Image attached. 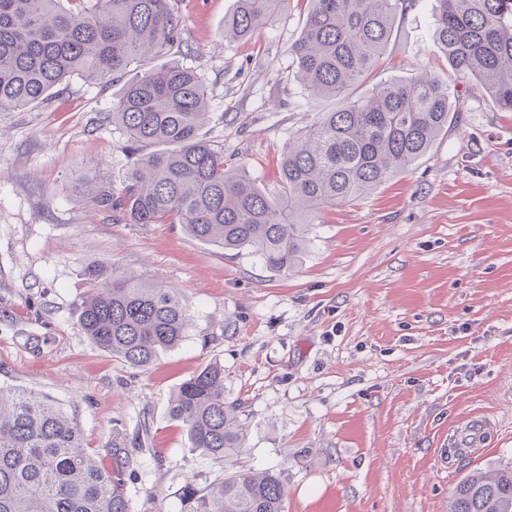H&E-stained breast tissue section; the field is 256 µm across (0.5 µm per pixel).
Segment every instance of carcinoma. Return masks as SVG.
I'll list each match as a JSON object with an SVG mask.
<instances>
[{
  "mask_svg": "<svg viewBox=\"0 0 512 512\" xmlns=\"http://www.w3.org/2000/svg\"><path fill=\"white\" fill-rule=\"evenodd\" d=\"M287 2L237 0L225 28L249 38ZM307 2L289 66L308 94L343 104L288 143L276 194L200 135L206 89L195 70L176 63L141 72L112 103L108 119L139 158L119 194L94 190L89 200L133 224H180L204 243L246 250L286 273L314 214L412 168L459 118L448 85L423 74L349 94L376 69L397 17L416 0ZM180 23L177 0H0V110L36 103L71 76L111 80L166 54ZM433 35L450 74L476 79L497 108L512 112V0H437ZM154 145L169 149L143 152ZM84 276L90 288L77 324L112 356L147 367L186 336L190 319L174 289L116 268L88 266ZM243 409L224 401V366L215 362L179 385L169 416L186 428L190 448L225 462L244 447ZM131 462L128 449L115 447L112 471L103 469L62 403L0 386V512H129ZM181 501L182 512H284L285 489L272 470L239 469L207 489L186 485ZM451 512H512V464L464 476Z\"/></svg>",
  "mask_w": 512,
  "mask_h": 512,
  "instance_id": "carcinoma-1",
  "label": "carcinoma"
}]
</instances>
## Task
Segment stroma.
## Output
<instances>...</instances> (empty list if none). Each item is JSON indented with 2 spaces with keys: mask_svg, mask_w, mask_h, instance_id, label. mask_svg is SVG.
I'll return each instance as SVG.
<instances>
[{
  "mask_svg": "<svg viewBox=\"0 0 512 512\" xmlns=\"http://www.w3.org/2000/svg\"><path fill=\"white\" fill-rule=\"evenodd\" d=\"M237 0H179V43L154 67L194 68L208 94L203 136L274 191L289 139L338 103L288 69L306 0L252 38L230 40ZM435 0L396 21L381 80L448 76ZM131 74L74 76L39 103L0 111V385L45 391L77 414L103 467L131 449L130 512H182L224 463L193 451L169 403L205 365L243 401L234 468L280 472L285 512H448L469 472L512 462V112L472 79L450 87L462 121L409 171L311 221L298 263L276 273L178 224H133L82 200L119 193L136 159L103 113ZM175 289L191 320L146 367L103 351L77 324L89 266ZM471 416L481 450L441 466Z\"/></svg>",
  "mask_w": 512,
  "mask_h": 512,
  "instance_id": "1",
  "label": "stroma"
}]
</instances>
